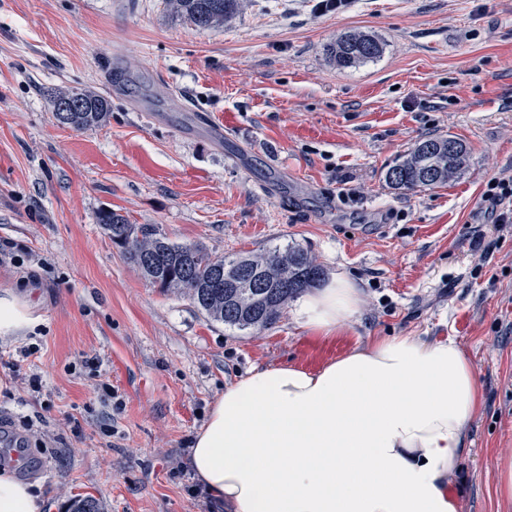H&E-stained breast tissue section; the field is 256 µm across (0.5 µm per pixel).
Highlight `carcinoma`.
<instances>
[{
  "mask_svg": "<svg viewBox=\"0 0 512 512\" xmlns=\"http://www.w3.org/2000/svg\"><path fill=\"white\" fill-rule=\"evenodd\" d=\"M165 5L205 30L232 19L238 13L240 0H165ZM382 52L383 44L367 33L345 34L325 48L326 56L340 69L372 61ZM49 96L53 106L63 97L83 100L80 111L67 122L76 130L98 127L110 113L109 101L88 89H55ZM468 162L469 153L461 140L453 136L426 138L387 171L386 180L395 189H430L462 174ZM97 223L150 283L165 290H180L208 319L239 331H261L275 324L288 299L315 287L322 276L321 268L299 246H290L283 252L275 247L260 256L213 258L196 246L170 242L154 224H131L111 210L100 211ZM219 266L224 267L220 286L214 283ZM244 269L257 270L263 276V298L255 300L235 286Z\"/></svg>",
  "mask_w": 512,
  "mask_h": 512,
  "instance_id": "carcinoma-1",
  "label": "carcinoma"
}]
</instances>
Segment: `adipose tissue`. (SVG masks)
I'll return each mask as SVG.
<instances>
[{"label":"adipose tissue","mask_w":512,"mask_h":512,"mask_svg":"<svg viewBox=\"0 0 512 512\" xmlns=\"http://www.w3.org/2000/svg\"><path fill=\"white\" fill-rule=\"evenodd\" d=\"M362 291L346 275L303 296L301 327L331 335ZM38 323L24 296L0 295V339ZM482 410L456 340L378 336L308 372L253 369L225 387L189 464L227 512H461L449 494ZM37 484L0 472V512H44Z\"/></svg>","instance_id":"obj_1"}]
</instances>
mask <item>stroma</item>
Instances as JSON below:
<instances>
[{"instance_id":"1","label":"stroma","mask_w":512,"mask_h":512,"mask_svg":"<svg viewBox=\"0 0 512 512\" xmlns=\"http://www.w3.org/2000/svg\"><path fill=\"white\" fill-rule=\"evenodd\" d=\"M316 3L243 0L200 30L163 0H0V293L27 295L39 320L0 340V426L29 428L21 462L7 446L0 461L39 483L46 512L84 496L224 512L189 449L225 385L307 345L326 361L398 334L455 339L474 364L482 411L449 492L462 512H506L512 223H487L480 198L512 173V0ZM353 31L383 52L337 68L324 47ZM47 87L105 96L107 121L60 124ZM448 135L470 153L460 176L387 183L419 140ZM104 209L215 257L298 245L355 281L361 309L330 339L290 302L253 334L210 321L142 277ZM497 485L496 495L499 504L504 502L512 505V456L500 457L496 463Z\"/></svg>"}]
</instances>
